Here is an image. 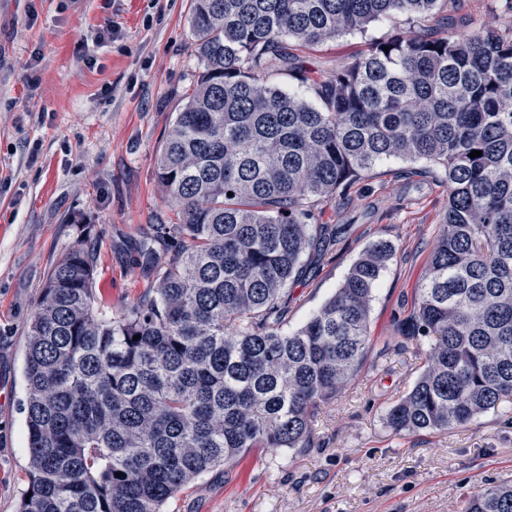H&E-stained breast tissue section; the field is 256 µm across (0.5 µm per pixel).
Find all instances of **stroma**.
<instances>
[{
	"label": "stroma",
	"mask_w": 512,
	"mask_h": 512,
	"mask_svg": "<svg viewBox=\"0 0 512 512\" xmlns=\"http://www.w3.org/2000/svg\"><path fill=\"white\" fill-rule=\"evenodd\" d=\"M190 13L191 0H0V512H17L29 486L25 351L49 271L93 247L98 305L121 314L151 281L137 244L175 220L155 158L201 68ZM510 13L512 0H450L437 21L460 32ZM406 26L343 35L302 52L299 67L330 79ZM447 209L442 172L397 158L314 207V223L341 231L289 286V329L372 241L396 248L371 303L366 365L322 405L310 447L218 467L164 512H462L471 492L512 476L511 416L492 411L447 434H398L384 420L423 363L400 327Z\"/></svg>",
	"instance_id": "obj_1"
}]
</instances>
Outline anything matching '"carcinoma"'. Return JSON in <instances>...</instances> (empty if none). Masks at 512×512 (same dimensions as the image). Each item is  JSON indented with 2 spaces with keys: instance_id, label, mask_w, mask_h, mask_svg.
I'll use <instances>...</instances> for the list:
<instances>
[{
  "instance_id": "carcinoma-1",
  "label": "carcinoma",
  "mask_w": 512,
  "mask_h": 512,
  "mask_svg": "<svg viewBox=\"0 0 512 512\" xmlns=\"http://www.w3.org/2000/svg\"><path fill=\"white\" fill-rule=\"evenodd\" d=\"M446 2L191 0L202 71L156 155L177 222L152 238L168 249H141L151 285L117 317L96 306L92 250L51 269L25 352L32 495L18 512H164L218 466L309 447L318 408L366 363L395 248L371 242L293 331L284 296L325 243L313 207L391 158L440 167L448 211L404 321L423 370L385 423L446 433L512 413V16L424 24ZM397 16L421 24L329 80L301 76L313 98L281 84L292 47ZM465 512H512V479Z\"/></svg>"
}]
</instances>
